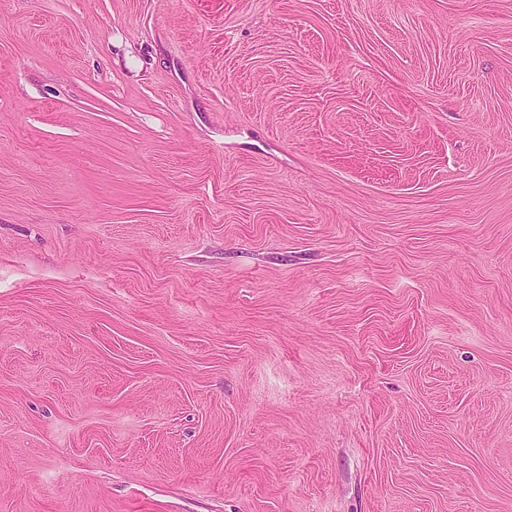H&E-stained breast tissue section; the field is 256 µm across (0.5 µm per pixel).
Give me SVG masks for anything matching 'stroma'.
I'll use <instances>...</instances> for the list:
<instances>
[{
	"instance_id": "obj_1",
	"label": "stroma",
	"mask_w": 512,
	"mask_h": 512,
	"mask_svg": "<svg viewBox=\"0 0 512 512\" xmlns=\"http://www.w3.org/2000/svg\"><path fill=\"white\" fill-rule=\"evenodd\" d=\"M0 512H512V0H0Z\"/></svg>"
}]
</instances>
